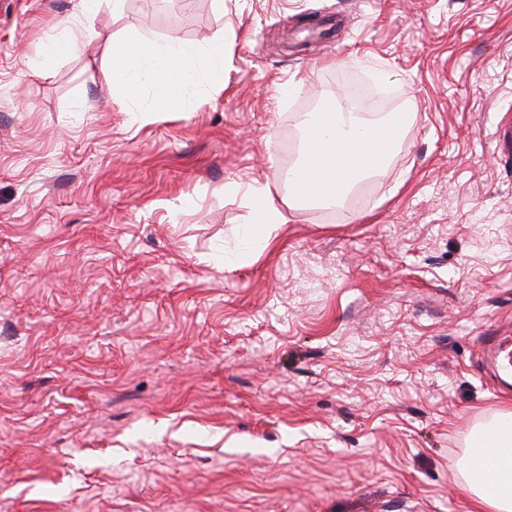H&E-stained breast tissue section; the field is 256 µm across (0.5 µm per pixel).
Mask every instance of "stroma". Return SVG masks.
I'll list each match as a JSON object with an SVG mask.
<instances>
[{
  "label": "stroma",
  "instance_id": "obj_1",
  "mask_svg": "<svg viewBox=\"0 0 512 512\" xmlns=\"http://www.w3.org/2000/svg\"><path fill=\"white\" fill-rule=\"evenodd\" d=\"M0 0V512H471L512 396V0ZM76 45L52 54L59 24ZM203 48L172 112L114 45ZM413 120L339 206L288 207L347 76ZM286 222L247 244L244 187ZM484 360L495 377L512 376V336H488Z\"/></svg>",
  "mask_w": 512,
  "mask_h": 512
}]
</instances>
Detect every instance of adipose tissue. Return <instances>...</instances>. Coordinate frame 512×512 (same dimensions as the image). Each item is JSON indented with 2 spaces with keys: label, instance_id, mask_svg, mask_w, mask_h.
Masks as SVG:
<instances>
[{
  "label": "adipose tissue",
  "instance_id": "adipose-tissue-1",
  "mask_svg": "<svg viewBox=\"0 0 512 512\" xmlns=\"http://www.w3.org/2000/svg\"><path fill=\"white\" fill-rule=\"evenodd\" d=\"M223 73L224 43L218 39L196 50L175 39L160 45L138 36L112 49L113 85L131 100L149 85L154 99L170 110L182 109L190 89ZM403 125L399 113L359 112L346 100L322 102L307 115L298 159L288 171L290 208L342 202L388 164ZM247 195V235L269 238L284 215L270 203L265 186L250 185ZM469 446L464 478L475 512H512V410L473 430Z\"/></svg>",
  "mask_w": 512,
  "mask_h": 512
}]
</instances>
